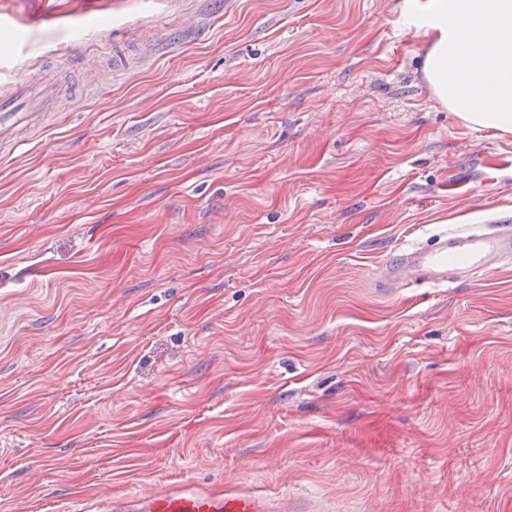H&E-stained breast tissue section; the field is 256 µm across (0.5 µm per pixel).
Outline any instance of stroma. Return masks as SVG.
I'll list each match as a JSON object with an SVG mask.
<instances>
[{"label":"stroma","instance_id":"stroma-1","mask_svg":"<svg viewBox=\"0 0 512 512\" xmlns=\"http://www.w3.org/2000/svg\"><path fill=\"white\" fill-rule=\"evenodd\" d=\"M0 512L183 480L336 512H512V264L388 293L512 218V133L423 75L405 0H0ZM102 72L88 80L80 59ZM52 88L41 80H31L11 87L0 96V143L24 123L32 112H55ZM512 260V222L452 225L424 243L399 246L375 272L379 288H450Z\"/></svg>","mask_w":512,"mask_h":512}]
</instances>
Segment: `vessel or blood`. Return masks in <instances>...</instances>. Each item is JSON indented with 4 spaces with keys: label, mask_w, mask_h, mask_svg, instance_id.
Segmentation results:
<instances>
[{
    "label": "vessel or blood",
    "mask_w": 512,
    "mask_h": 512,
    "mask_svg": "<svg viewBox=\"0 0 512 512\" xmlns=\"http://www.w3.org/2000/svg\"><path fill=\"white\" fill-rule=\"evenodd\" d=\"M52 88L40 80L12 86L0 95V143L24 123L30 113L53 111ZM512 261V222L446 226L424 243L400 246L378 264V287L448 288ZM81 512H333L322 501L293 505L247 492L229 484L202 487L183 482L130 497L81 503Z\"/></svg>",
    "instance_id": "1"
}]
</instances>
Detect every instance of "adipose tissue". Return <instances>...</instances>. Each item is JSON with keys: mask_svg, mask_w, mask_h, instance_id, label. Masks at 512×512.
Instances as JSON below:
<instances>
[{"mask_svg": "<svg viewBox=\"0 0 512 512\" xmlns=\"http://www.w3.org/2000/svg\"><path fill=\"white\" fill-rule=\"evenodd\" d=\"M408 26L429 39L423 74L437 99L469 124L512 133V0H427L408 13ZM485 39V64L472 70V37ZM486 97L488 108L466 104L465 94Z\"/></svg>", "mask_w": 512, "mask_h": 512, "instance_id": "adipose-tissue-1", "label": "adipose tissue"}]
</instances>
